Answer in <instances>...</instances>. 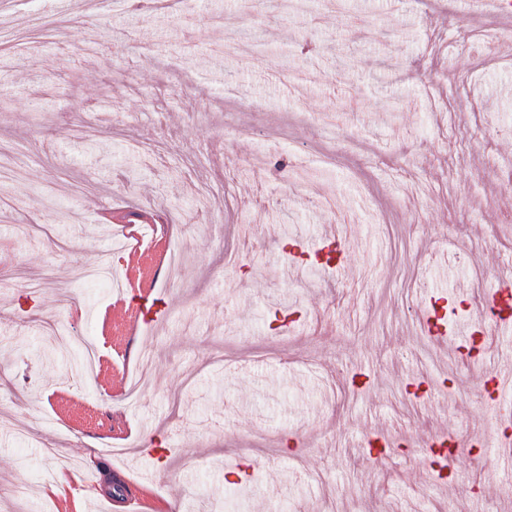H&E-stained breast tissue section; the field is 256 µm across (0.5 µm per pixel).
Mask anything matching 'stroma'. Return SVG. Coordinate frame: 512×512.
I'll return each instance as SVG.
<instances>
[{
	"mask_svg": "<svg viewBox=\"0 0 512 512\" xmlns=\"http://www.w3.org/2000/svg\"><path fill=\"white\" fill-rule=\"evenodd\" d=\"M499 36L462 0H5L0 512H107L118 480L138 512H512V462L482 447L445 486L415 447L490 436L481 378L512 359V333L474 367L415 320L512 269ZM113 209L167 216L178 283L149 251L76 278L124 240ZM330 224L344 267L292 262ZM132 278L168 311L129 335Z\"/></svg>",
	"mask_w": 512,
	"mask_h": 512,
	"instance_id": "obj_1",
	"label": "stroma"
}]
</instances>
